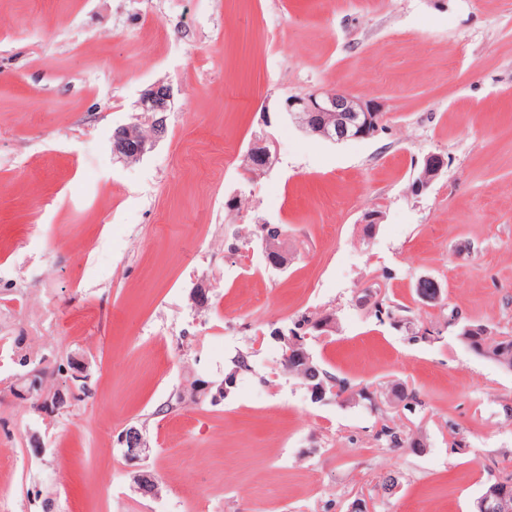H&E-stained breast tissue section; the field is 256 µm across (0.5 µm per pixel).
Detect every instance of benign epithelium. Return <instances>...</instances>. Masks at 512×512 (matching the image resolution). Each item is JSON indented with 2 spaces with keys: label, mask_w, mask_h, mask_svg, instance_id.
<instances>
[{
  "label": "benign epithelium",
  "mask_w": 512,
  "mask_h": 512,
  "mask_svg": "<svg viewBox=\"0 0 512 512\" xmlns=\"http://www.w3.org/2000/svg\"><path fill=\"white\" fill-rule=\"evenodd\" d=\"M173 102V89L164 82L152 84L141 96L138 107L151 120V134L146 136L137 129L126 126L119 128L113 135L114 155L125 161L145 155L166 132L165 113L170 111ZM288 116L305 132L327 141H344L367 138L374 135L382 119L380 106L371 101L355 97L344 90H316L304 96H290L285 100ZM259 154L249 170L264 172L272 166L273 153L269 142L258 144ZM445 167L442 155L433 153L424 163L423 169L413 182V190L421 194L427 191ZM285 365L311 358L295 337H282ZM122 441L128 448L125 456L138 460L148 451L147 441L134 426L122 432ZM499 502L503 512H512V496L507 492L490 487L481 492L474 501V512H486L490 500Z\"/></svg>",
  "instance_id": "obj_1"
}]
</instances>
